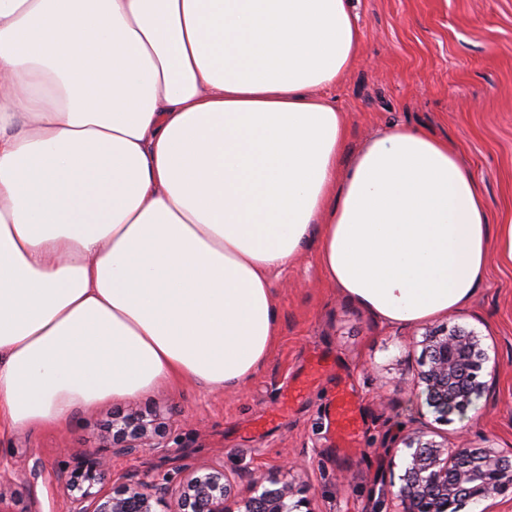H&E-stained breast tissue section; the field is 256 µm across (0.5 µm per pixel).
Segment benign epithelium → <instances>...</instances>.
<instances>
[{"mask_svg":"<svg viewBox=\"0 0 512 512\" xmlns=\"http://www.w3.org/2000/svg\"><path fill=\"white\" fill-rule=\"evenodd\" d=\"M425 359L417 373L429 405L442 421L463 412L481 396L488 361L480 337L458 326L424 334ZM167 423L159 417L128 414L112 422L113 453L133 455L146 448H165ZM448 449L416 431L401 438L405 457L397 498L402 512H462L469 502L512 497V448L487 444ZM290 469L267 472L243 485L221 468L187 467L174 490V512H313L304 486L287 480ZM105 459L89 456L65 479V512H156L162 491L135 481L108 486Z\"/></svg>","mask_w":512,"mask_h":512,"instance_id":"obj_1","label":"benign epithelium"}]
</instances>
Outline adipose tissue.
<instances>
[{"mask_svg":"<svg viewBox=\"0 0 512 512\" xmlns=\"http://www.w3.org/2000/svg\"><path fill=\"white\" fill-rule=\"evenodd\" d=\"M360 51L350 0H0V424L245 385L313 239L389 325L512 262L447 141L384 128L341 165L325 92Z\"/></svg>","mask_w":512,"mask_h":512,"instance_id":"1","label":"adipose tissue"}]
</instances>
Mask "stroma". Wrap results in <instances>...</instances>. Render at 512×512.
Wrapping results in <instances>:
<instances>
[{"label":"stroma","instance_id":"obj_1","mask_svg":"<svg viewBox=\"0 0 512 512\" xmlns=\"http://www.w3.org/2000/svg\"><path fill=\"white\" fill-rule=\"evenodd\" d=\"M362 52L329 90L345 114L347 156L381 128L420 129L447 140L478 183L492 224H512V0H355ZM279 340L238 389L164 386L136 399L77 412L62 430H0V497L10 512H64L59 474L89 455L108 458L114 484L176 477L186 463L224 466L241 481L293 464L313 512H398L391 447L419 427L449 447L488 436L512 448V265L491 258L486 283L465 307L389 326L333 287L309 241L273 275ZM479 334L496 385L439 421L415 378L427 330ZM356 398L362 435L339 447L331 409ZM133 412L171 418L167 445L114 455L106 430Z\"/></svg>","mask_w":512,"mask_h":512}]
</instances>
